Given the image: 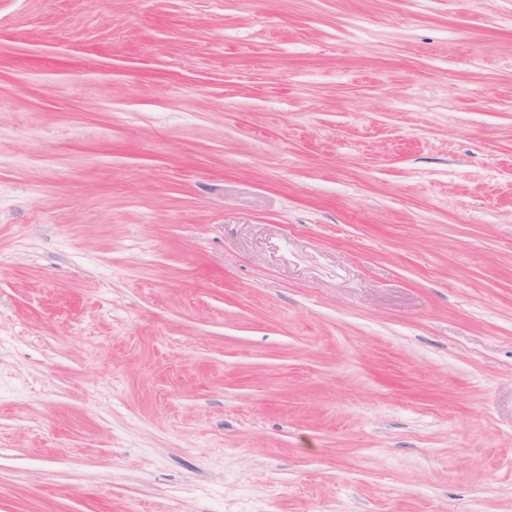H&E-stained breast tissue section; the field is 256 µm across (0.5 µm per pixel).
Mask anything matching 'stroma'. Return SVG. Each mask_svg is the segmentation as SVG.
<instances>
[{
    "instance_id": "1",
    "label": "stroma",
    "mask_w": 512,
    "mask_h": 512,
    "mask_svg": "<svg viewBox=\"0 0 512 512\" xmlns=\"http://www.w3.org/2000/svg\"><path fill=\"white\" fill-rule=\"evenodd\" d=\"M0 512H512V0H0Z\"/></svg>"
}]
</instances>
